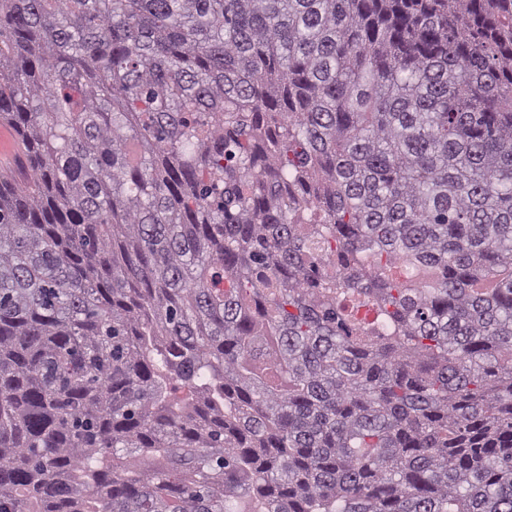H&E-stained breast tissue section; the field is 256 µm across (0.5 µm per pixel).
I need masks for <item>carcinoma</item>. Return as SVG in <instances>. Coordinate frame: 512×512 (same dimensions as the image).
Listing matches in <instances>:
<instances>
[{
	"label": "carcinoma",
	"mask_w": 512,
	"mask_h": 512,
	"mask_svg": "<svg viewBox=\"0 0 512 512\" xmlns=\"http://www.w3.org/2000/svg\"><path fill=\"white\" fill-rule=\"evenodd\" d=\"M0 512H512V0H0Z\"/></svg>",
	"instance_id": "1"
}]
</instances>
